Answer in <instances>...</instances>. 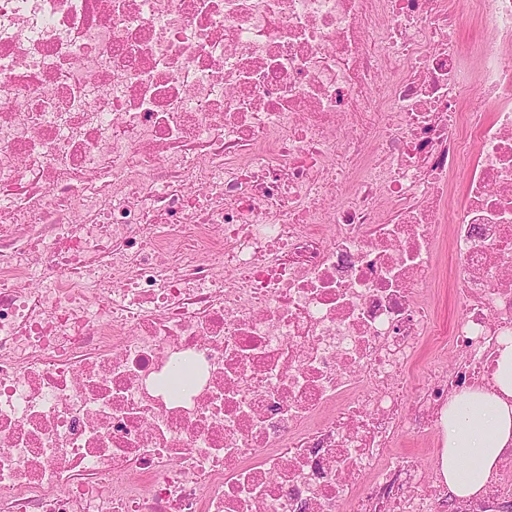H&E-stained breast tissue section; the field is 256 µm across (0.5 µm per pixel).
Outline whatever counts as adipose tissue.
Instances as JSON below:
<instances>
[{"label": "adipose tissue", "mask_w": 512, "mask_h": 512, "mask_svg": "<svg viewBox=\"0 0 512 512\" xmlns=\"http://www.w3.org/2000/svg\"><path fill=\"white\" fill-rule=\"evenodd\" d=\"M440 473L449 491L481 496L503 453L512 450V342L498 352L494 386L463 389L442 412Z\"/></svg>", "instance_id": "ef3b65f1"}]
</instances>
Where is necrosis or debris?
I'll return each instance as SVG.
<instances>
[{
    "mask_svg": "<svg viewBox=\"0 0 512 512\" xmlns=\"http://www.w3.org/2000/svg\"><path fill=\"white\" fill-rule=\"evenodd\" d=\"M504 336L512 0H0V512H507L393 452ZM452 225L442 224L440 229L441 246L438 252V267L436 276L427 282L425 288L434 300L436 310L448 323L454 316V301L456 285L451 276V270L455 264V257L452 254L448 240Z\"/></svg>",
    "mask_w": 512,
    "mask_h": 512,
    "instance_id": "1",
    "label": "necrosis or debris"
}]
</instances>
